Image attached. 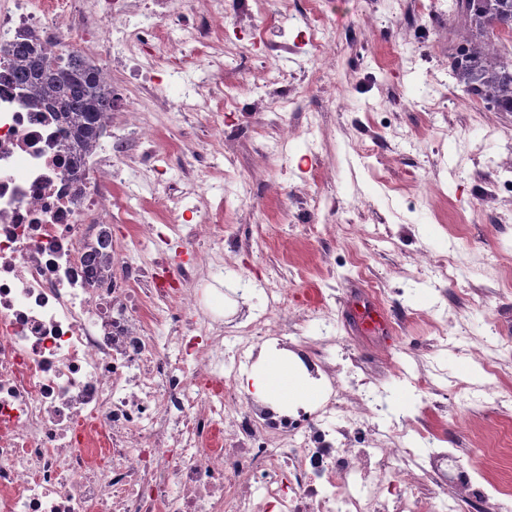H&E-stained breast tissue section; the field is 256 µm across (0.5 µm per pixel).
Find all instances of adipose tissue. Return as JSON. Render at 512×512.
<instances>
[{
  "instance_id": "ef3b65f1",
  "label": "adipose tissue",
  "mask_w": 512,
  "mask_h": 512,
  "mask_svg": "<svg viewBox=\"0 0 512 512\" xmlns=\"http://www.w3.org/2000/svg\"><path fill=\"white\" fill-rule=\"evenodd\" d=\"M244 389L254 398L275 405L310 402L319 395L313 381L297 370L287 353L276 349L262 352L259 366L248 376Z\"/></svg>"
}]
</instances>
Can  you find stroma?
I'll return each mask as SVG.
<instances>
[{"label": "stroma", "mask_w": 512, "mask_h": 512, "mask_svg": "<svg viewBox=\"0 0 512 512\" xmlns=\"http://www.w3.org/2000/svg\"><path fill=\"white\" fill-rule=\"evenodd\" d=\"M320 7L336 24L328 48L335 68L324 74L316 73L301 30H280L276 0L267 41L225 18L224 38L241 50L225 83H289L286 111L296 134L279 152L274 125L228 112L225 127L245 131L232 152L217 154L206 112L173 119L159 132L156 183L186 191L183 160L194 152L207 153L211 169L177 215L157 212L155 232L172 237V224L196 223L206 206L222 204L215 233L224 239V272L202 265L198 280L223 306L225 325L253 320L260 309L259 295L236 298L244 280L256 288L271 277L288 284L298 308L283 328L287 339H320L313 311L327 306L337 348L384 402L380 422L400 423L407 444L415 433L402 420L420 415L427 397L412 371L480 383L485 375L465 353L468 338L494 335L512 346V293L502 285L512 267H495L498 255H512V112L484 117V104L452 74L464 25L453 0H442L433 18L419 0H320ZM284 38L292 49L283 60L275 43ZM260 161L266 176L252 178ZM272 180L282 188L276 198L268 193ZM302 190L318 220L287 223L283 214ZM352 224L367 231L351 245L366 259L363 275L348 261ZM425 249L459 256L455 277L424 275L418 255ZM365 307L384 314L386 352L362 335ZM444 329L456 334L454 344L443 345ZM447 434L457 451L450 468L512 487V418L478 422L466 435L451 426Z\"/></svg>", "instance_id": "1"}]
</instances>
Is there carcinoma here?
Listing matches in <instances>:
<instances>
[{"label":"carcinoma","instance_id":"cac0c4a2","mask_svg":"<svg viewBox=\"0 0 512 512\" xmlns=\"http://www.w3.org/2000/svg\"><path fill=\"white\" fill-rule=\"evenodd\" d=\"M471 36L463 38L451 62L467 90L497 112H512V62L500 52L488 58L492 39L512 33V0H455ZM16 85L26 90L28 106L47 104L63 125L66 148L78 162L101 134V117L112 109V84L87 58L60 43L24 38L3 50Z\"/></svg>","mask_w":512,"mask_h":512}]
</instances>
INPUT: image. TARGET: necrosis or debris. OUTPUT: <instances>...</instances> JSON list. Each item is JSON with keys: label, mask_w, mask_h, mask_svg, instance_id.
I'll use <instances>...</instances> for the list:
<instances>
[{"label": "necrosis or debris", "mask_w": 512, "mask_h": 512, "mask_svg": "<svg viewBox=\"0 0 512 512\" xmlns=\"http://www.w3.org/2000/svg\"><path fill=\"white\" fill-rule=\"evenodd\" d=\"M268 0H0V47L18 30L63 43L104 75L133 68L144 93L113 84L99 143L68 173L70 156L53 113L27 106L0 75V512H512V491L459 470L447 496L425 494L424 461L440 458L439 435L423 427V447L402 446L396 426L379 428L381 407L356 381L341 382L344 358L323 341L300 353L325 389L297 413L244 401L236 386L260 337L278 338L294 320L288 290L262 293L263 313L224 333L210 291L192 287L195 264L182 254L210 241L205 260L224 268L213 229L222 205L176 232L167 279L137 252L153 239L138 214L136 174L155 172L156 127L148 114L197 111L224 131V107L238 88L188 81V67L223 73L232 50L215 21L264 36ZM191 13L182 55L160 23ZM122 36L113 56L108 31ZM166 69L179 106L153 87ZM136 224L135 249L112 247V227ZM164 304L158 329L142 319L146 298ZM238 352L224 363L225 346ZM429 408L453 413L444 395L476 397L490 410L512 407V388L427 381Z\"/></svg>", "instance_id": "4bbe7bcc"}]
</instances>
